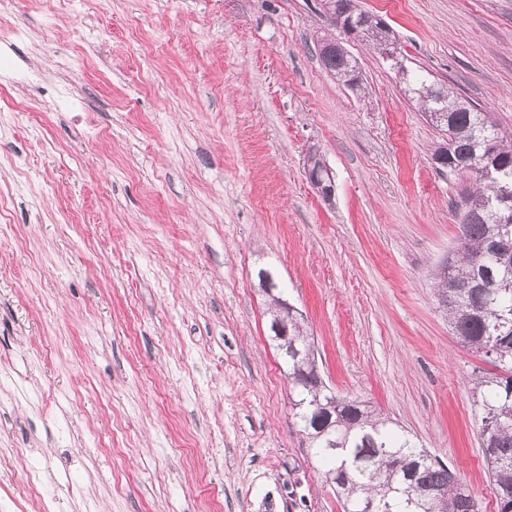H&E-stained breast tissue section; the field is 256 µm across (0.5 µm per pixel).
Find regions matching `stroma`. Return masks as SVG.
Here are the masks:
<instances>
[{
    "label": "stroma",
    "mask_w": 512,
    "mask_h": 512,
    "mask_svg": "<svg viewBox=\"0 0 512 512\" xmlns=\"http://www.w3.org/2000/svg\"><path fill=\"white\" fill-rule=\"evenodd\" d=\"M357 2L512 132V0ZM9 27L0 512H342L267 335L268 264L325 383L497 512L468 384L487 363L434 290L472 177L437 171L442 135L388 62L346 39L364 92L337 82L320 0H0Z\"/></svg>",
    "instance_id": "35a3bbf8"
}]
</instances>
